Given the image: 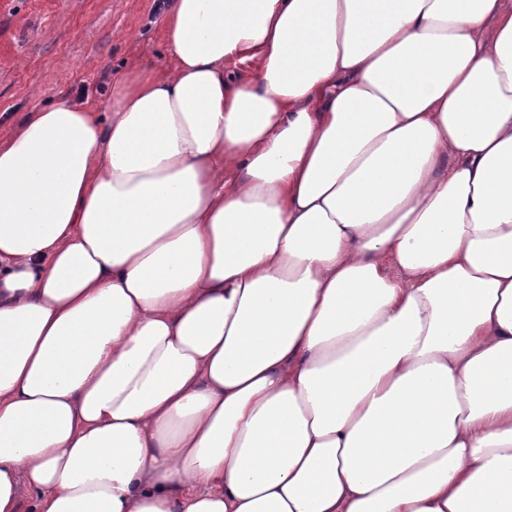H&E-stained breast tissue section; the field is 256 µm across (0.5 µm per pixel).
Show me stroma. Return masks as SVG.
I'll use <instances>...</instances> for the list:
<instances>
[{
  "label": "stroma",
  "instance_id": "1",
  "mask_svg": "<svg viewBox=\"0 0 512 512\" xmlns=\"http://www.w3.org/2000/svg\"><path fill=\"white\" fill-rule=\"evenodd\" d=\"M131 59L168 63L157 0H0V133L62 97L106 105Z\"/></svg>",
  "mask_w": 512,
  "mask_h": 512
}]
</instances>
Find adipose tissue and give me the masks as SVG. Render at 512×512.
<instances>
[{
    "mask_svg": "<svg viewBox=\"0 0 512 512\" xmlns=\"http://www.w3.org/2000/svg\"><path fill=\"white\" fill-rule=\"evenodd\" d=\"M162 18L0 137V512H512V0Z\"/></svg>",
    "mask_w": 512,
    "mask_h": 512,
    "instance_id": "1",
    "label": "adipose tissue"
}]
</instances>
